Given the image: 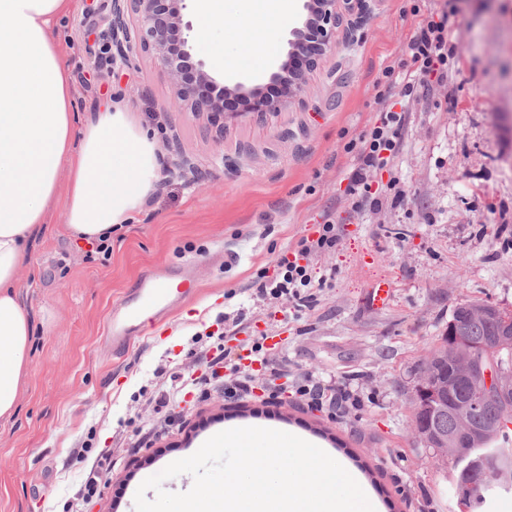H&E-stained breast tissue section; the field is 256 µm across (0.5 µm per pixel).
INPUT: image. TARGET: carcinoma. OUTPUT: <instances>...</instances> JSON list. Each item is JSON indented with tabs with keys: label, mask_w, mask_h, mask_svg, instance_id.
I'll return each mask as SVG.
<instances>
[{
	"label": "carcinoma",
	"mask_w": 512,
	"mask_h": 512,
	"mask_svg": "<svg viewBox=\"0 0 512 512\" xmlns=\"http://www.w3.org/2000/svg\"><path fill=\"white\" fill-rule=\"evenodd\" d=\"M474 304L457 308L453 320L458 322L474 343L482 341L490 331L492 324L470 315ZM451 335L442 337V344L430 350L419 364V370H427L430 377L444 384L446 389L434 397L415 399L414 418L426 424L432 433L443 437H455L462 423H468L477 430V440L460 445L462 451L453 454L455 463V485L460 504L464 512H477L484 501V488L475 481L482 470L479 457L465 452L467 448H484L492 454L500 470L509 475L498 486L512 490V435L509 424L512 423V400L499 406L485 404L471 409L469 415L460 417V408L469 405L472 387L467 380L459 376L460 359L448 351Z\"/></svg>",
	"instance_id": "cac0c4a2"
}]
</instances>
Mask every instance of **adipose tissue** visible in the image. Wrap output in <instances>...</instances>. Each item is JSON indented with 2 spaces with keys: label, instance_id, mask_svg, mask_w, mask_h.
<instances>
[{
  "label": "adipose tissue",
  "instance_id": "ef3b65f1",
  "mask_svg": "<svg viewBox=\"0 0 512 512\" xmlns=\"http://www.w3.org/2000/svg\"><path fill=\"white\" fill-rule=\"evenodd\" d=\"M273 28L228 54L203 42L206 54L233 72L261 64L275 52L277 29L294 0H261ZM77 0H0V420L18 407L32 334L20 301L17 271L29 242L42 230L68 170L67 231L86 240L108 239L128 223L159 178L155 144L133 112L120 103L78 121L73 88L60 63L53 31Z\"/></svg>",
  "mask_w": 512,
  "mask_h": 512
}]
</instances>
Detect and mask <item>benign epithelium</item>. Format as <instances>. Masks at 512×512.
I'll list each match as a JSON object with an SVG mask.
<instances>
[{
  "label": "benign epithelium",
  "mask_w": 512,
  "mask_h": 512,
  "mask_svg": "<svg viewBox=\"0 0 512 512\" xmlns=\"http://www.w3.org/2000/svg\"><path fill=\"white\" fill-rule=\"evenodd\" d=\"M366 0H303L305 17L291 30L285 60L269 76V83L282 87L271 98L266 87L219 81L206 62L193 59L192 25L184 21L186 0H111L107 28L112 63L131 65L138 53L149 52L170 75L173 99L178 108L214 122L243 114L278 113L304 105L308 74L335 54L338 33L346 17ZM489 358L470 356L460 374L475 386L470 406L504 402L512 381L502 367V355L512 350V336L497 332L484 340Z\"/></svg>",
  "instance_id": "7a95c632"
}]
</instances>
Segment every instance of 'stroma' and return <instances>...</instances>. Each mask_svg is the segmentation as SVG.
<instances>
[{
	"mask_svg": "<svg viewBox=\"0 0 512 512\" xmlns=\"http://www.w3.org/2000/svg\"><path fill=\"white\" fill-rule=\"evenodd\" d=\"M451 4L453 53L405 101L399 152L372 179L379 206L353 207L348 146L376 123L384 72L405 62L418 23ZM110 8L81 0L56 32L74 110L83 120L124 101L155 141L161 177L134 220L113 231L106 256L66 232L68 173L58 174L60 197L17 274L33 336L17 414L0 421V512H67L103 452L110 470L81 512H135L145 476L231 421L316 438L362 468L383 512H459L454 461L414 432V397L419 363L457 307L512 312V0H367L311 75L306 108L250 115L220 133L173 109L150 54L123 67L100 59ZM183 157L192 169L179 166ZM196 168L206 181L194 182ZM327 219L341 234L314 261L329 277L315 305L264 301L259 273ZM171 269L196 293L113 357L110 312L139 279ZM378 279L393 290L382 308L367 301ZM228 316L242 322L240 366L256 384L241 399L207 384L192 354L196 334L223 332ZM263 336L278 338L273 357L292 375L346 386L360 410L339 419L292 387L264 388L249 356ZM172 394L176 405L160 406Z\"/></svg>",
	"mask_w": 512,
	"mask_h": 512,
	"instance_id": "stroma-1",
	"label": "stroma"
}]
</instances>
